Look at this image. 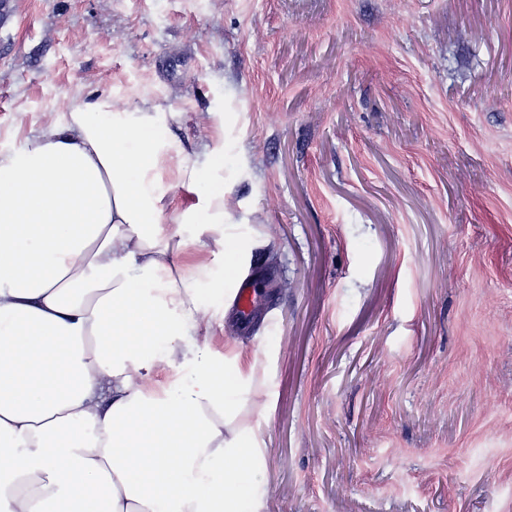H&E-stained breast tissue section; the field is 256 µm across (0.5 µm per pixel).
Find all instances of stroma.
<instances>
[{
    "label": "stroma",
    "instance_id": "1",
    "mask_svg": "<svg viewBox=\"0 0 512 512\" xmlns=\"http://www.w3.org/2000/svg\"><path fill=\"white\" fill-rule=\"evenodd\" d=\"M100 96L274 277L248 332L201 288L269 354L245 512H512V0H14L0 152Z\"/></svg>",
    "mask_w": 512,
    "mask_h": 512
}]
</instances>
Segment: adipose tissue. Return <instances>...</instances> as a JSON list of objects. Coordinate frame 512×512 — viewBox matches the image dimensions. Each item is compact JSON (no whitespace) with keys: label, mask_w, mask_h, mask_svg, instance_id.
<instances>
[{"label":"adipose tissue","mask_w":512,"mask_h":512,"mask_svg":"<svg viewBox=\"0 0 512 512\" xmlns=\"http://www.w3.org/2000/svg\"><path fill=\"white\" fill-rule=\"evenodd\" d=\"M165 120L101 97L0 153V512H240L260 473L268 357L213 350ZM180 219L247 250L223 193Z\"/></svg>","instance_id":"obj_1"}]
</instances>
